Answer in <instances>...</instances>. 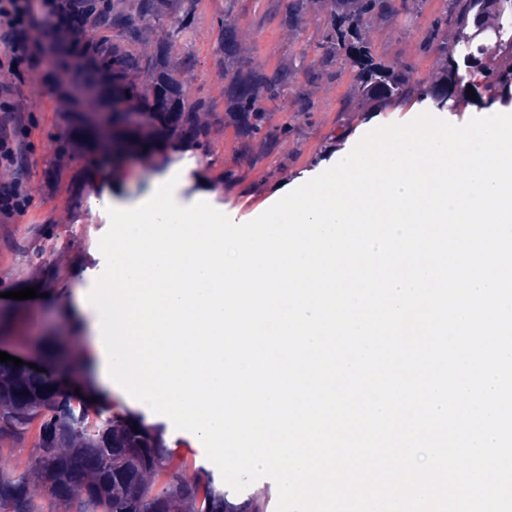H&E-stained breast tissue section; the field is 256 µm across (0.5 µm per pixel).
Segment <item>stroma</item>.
<instances>
[{"instance_id": "35a3bbf8", "label": "stroma", "mask_w": 512, "mask_h": 512, "mask_svg": "<svg viewBox=\"0 0 512 512\" xmlns=\"http://www.w3.org/2000/svg\"><path fill=\"white\" fill-rule=\"evenodd\" d=\"M263 7V0H240L238 26L248 60L270 70L287 63L289 57L307 50L315 35L316 25L307 22L303 33L296 38L275 21L266 23L261 30H253L251 20L257 17ZM200 9L203 22L191 35L193 51L198 58L195 86L203 95L220 104L224 101V75L214 48L220 36L216 19L224 11V0H202ZM370 37L377 53L389 60L400 59L411 64L414 80L424 83L429 81L432 62L420 56L416 50L419 37L417 30H405L392 23L374 21L370 24ZM316 97L322 100L323 105L316 113L313 124L306 128L301 153L292 165L285 169L279 168L277 157H269L260 167L249 171L243 181L225 185L218 192L186 181L180 189L182 200L191 203L202 199L214 208L234 213L236 222H248L261 210L267 209L270 200L282 187L330 165L339 153L348 149L349 144L345 141L333 149L328 146L330 137L337 134L340 123H349L351 130L356 131L403 123L433 110L430 103L413 98L382 112H371L368 106L354 100L352 80L347 74L336 83L320 89ZM153 181V176L146 174L140 163L125 161L112 176L113 191L93 196L85 204L80 220L76 223L69 218L66 190H59L54 196L38 200L26 218L27 223L41 224L46 219H55L59 224L61 240L79 241L83 252L68 257L62 276L50 288L49 298L22 301L24 312L36 327L46 331L55 330L70 347L91 353L94 338L89 330L65 332L60 311L64 308L78 311V289L91 287L105 268L99 241L110 227L108 207L119 198L136 199L146 195ZM146 423L160 431L167 446L173 451L175 460L187 461L190 473L208 472L206 456L196 447L188 432L175 429L169 421L157 416L147 418Z\"/></svg>"}]
</instances>
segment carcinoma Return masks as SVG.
<instances>
[{"mask_svg": "<svg viewBox=\"0 0 512 512\" xmlns=\"http://www.w3.org/2000/svg\"><path fill=\"white\" fill-rule=\"evenodd\" d=\"M86 33L75 43L62 29L28 21L35 0H0V256L25 262L27 277L55 282L75 241L49 248L58 223L24 220L34 204L35 161L42 163L39 191L69 190V216L76 220L89 195L112 187L76 168L87 138L106 127L124 138L103 141L112 170L121 152L140 153L151 170L193 161L200 181L218 163L215 135L229 124L239 142L237 167L209 182L214 190L242 179L288 143L279 167L288 166L313 122L317 101L305 88L328 86L354 73L353 96L374 110L410 97L439 110L473 104L490 110L512 102V0H445L444 10L421 21L423 0H267L270 18L296 37L309 13L316 36L307 63L293 61L268 72L249 64L241 50L237 0H224L217 18L215 53L224 66V111L213 100L187 91L196 81L197 59L184 42L200 21L201 0H55ZM394 21L422 32L419 52L433 59L432 80H412L411 67L375 53L368 36L374 20ZM496 33L487 45L476 27ZM39 83L56 101L51 126L26 103ZM473 88L475 97L467 94ZM288 101L284 120L264 102ZM24 313H0V334L23 336ZM92 394L49 389L37 373L0 363V449L26 448L24 465L0 454V512H239L208 476H189L161 436L128 417L90 409Z\"/></svg>", "mask_w": 512, "mask_h": 512, "instance_id": "obj_1", "label": "carcinoma"}]
</instances>
